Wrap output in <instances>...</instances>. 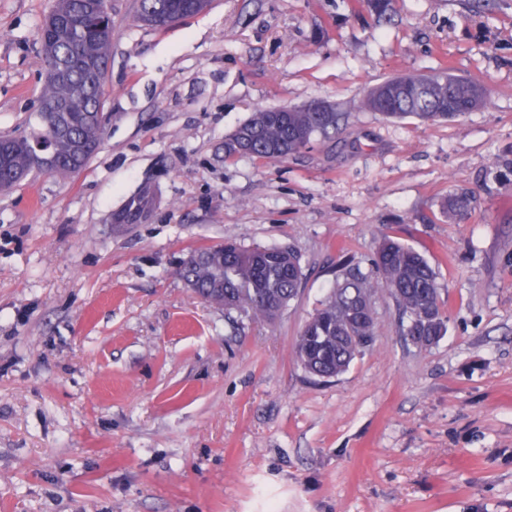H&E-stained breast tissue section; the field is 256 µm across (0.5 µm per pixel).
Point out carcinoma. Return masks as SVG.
Instances as JSON below:
<instances>
[{"label":"carcinoma","instance_id":"carcinoma-1","mask_svg":"<svg viewBox=\"0 0 512 512\" xmlns=\"http://www.w3.org/2000/svg\"><path fill=\"white\" fill-rule=\"evenodd\" d=\"M182 0H140L138 19L167 14L169 23L184 19ZM51 13L55 27L41 28V41L56 44L64 62L62 78L46 76L41 102L57 113L62 134L56 138L57 163L52 174L66 178L86 165L103 139L105 126L103 85L89 79L86 54L108 66L112 47V16L93 12L92 0H54ZM386 80L370 91L364 107L388 117L415 116L423 121L452 119L459 112L437 111L439 93L433 89L409 98L382 102L376 91L390 85ZM337 112H254L224 139V157L252 156L286 159L305 147L313 137L336 132ZM34 128L0 151V192L25 181L30 174L29 141ZM153 207V196L141 189L114 215L122 227L137 224ZM373 266L376 278L363 274L345 261L336 288L302 326L293 353L306 371L343 373L354 359V350L369 348L376 336L373 298L383 291L392 299L399 316V333L428 336L437 341L447 331L441 306L438 274L426 257L391 237L381 242ZM181 276L188 288L203 300L226 311L237 310L253 321L273 322L298 294L303 272L301 257L291 247L244 248L226 242L196 249L183 262Z\"/></svg>","mask_w":512,"mask_h":512}]
</instances>
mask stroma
Wrapping results in <instances>:
<instances>
[{"mask_svg": "<svg viewBox=\"0 0 512 512\" xmlns=\"http://www.w3.org/2000/svg\"><path fill=\"white\" fill-rule=\"evenodd\" d=\"M110 2L99 150L0 193V512H512V0H391L387 20L365 0H213L168 28ZM50 5L0 0V134L39 108ZM442 72L485 104L434 123L362 107ZM318 100L335 135L225 159L257 109ZM146 183L150 219L115 229ZM386 235L436 269L445 336L406 342L381 294L373 345L308 375L301 327ZM227 240L300 253L276 321L180 278Z\"/></svg>", "mask_w": 512, "mask_h": 512, "instance_id": "35a3bbf8", "label": "stroma"}]
</instances>
